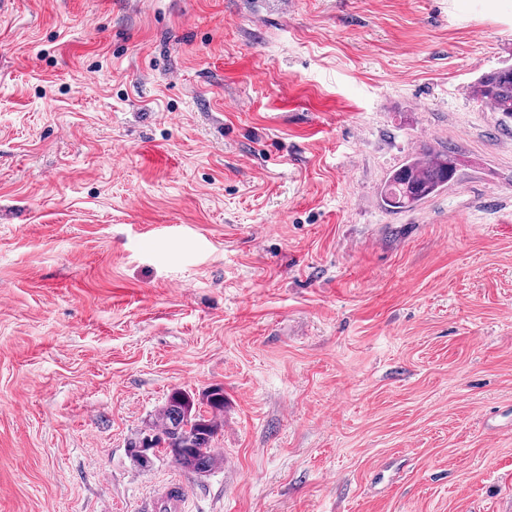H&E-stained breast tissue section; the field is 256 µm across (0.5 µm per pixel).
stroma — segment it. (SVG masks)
<instances>
[{
    "mask_svg": "<svg viewBox=\"0 0 512 512\" xmlns=\"http://www.w3.org/2000/svg\"><path fill=\"white\" fill-rule=\"evenodd\" d=\"M505 63L512 0H6L0 512H512ZM216 384L221 463L139 466ZM473 94L492 112L512 120V65L482 74L473 87ZM458 167L455 151L448 147H423L391 171L380 191V200L391 209H412L453 180ZM146 512H189V497L183 484L172 479L155 490L144 508Z\"/></svg>",
    "mask_w": 512,
    "mask_h": 512,
    "instance_id": "stroma-1",
    "label": "stroma"
}]
</instances>
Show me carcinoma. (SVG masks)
I'll return each instance as SVG.
<instances>
[{
    "mask_svg": "<svg viewBox=\"0 0 512 512\" xmlns=\"http://www.w3.org/2000/svg\"><path fill=\"white\" fill-rule=\"evenodd\" d=\"M474 96L491 111L512 120V65L482 74L473 87ZM458 159L452 148H422L391 171L380 191V200L391 209H412L435 195L453 180ZM224 416V388L208 387L197 395L173 391L147 429L161 454L184 471L205 473L221 461L215 441Z\"/></svg>",
    "mask_w": 512,
    "mask_h": 512,
    "instance_id": "1",
    "label": "carcinoma"
}]
</instances>
